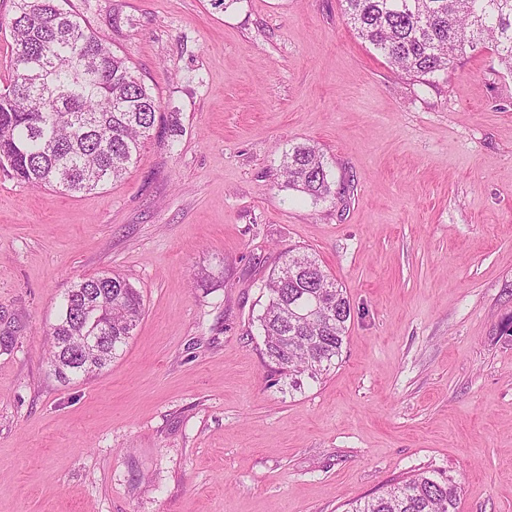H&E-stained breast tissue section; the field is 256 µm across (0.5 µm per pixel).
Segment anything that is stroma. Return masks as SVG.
Segmentation results:
<instances>
[{"instance_id": "35a3bbf8", "label": "stroma", "mask_w": 512, "mask_h": 512, "mask_svg": "<svg viewBox=\"0 0 512 512\" xmlns=\"http://www.w3.org/2000/svg\"><path fill=\"white\" fill-rule=\"evenodd\" d=\"M71 6L176 130L74 196L0 168V512H345L422 471L460 484L459 512H512V73L483 48L414 81L340 0ZM296 142L345 195L284 187ZM291 250L354 308L293 392L256 323ZM107 272L142 319L60 380L59 298Z\"/></svg>"}]
</instances>
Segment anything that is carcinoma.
Masks as SVG:
<instances>
[{
    "label": "carcinoma",
    "instance_id": "1",
    "mask_svg": "<svg viewBox=\"0 0 512 512\" xmlns=\"http://www.w3.org/2000/svg\"><path fill=\"white\" fill-rule=\"evenodd\" d=\"M70 0H14L11 71L0 89V165L20 181L67 193L122 178L157 125L160 104L89 29ZM346 23L395 68L415 77L446 74L456 60L491 46L512 73V0H342ZM284 187L317 202L347 188L308 142L282 151ZM263 288L258 316L263 358L273 375L301 388L336 365L353 308L336 279L311 255L288 253ZM140 292L102 273L73 283L51 328L50 360L64 380L87 369L77 337H111L96 370L109 365L143 315ZM460 487L436 471L351 503V512H459Z\"/></svg>",
    "mask_w": 512,
    "mask_h": 512
}]
</instances>
